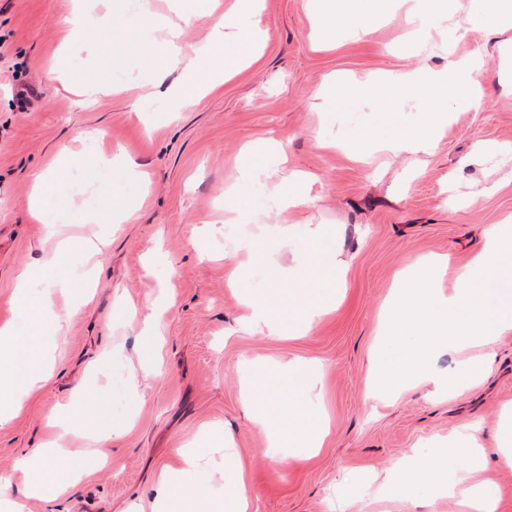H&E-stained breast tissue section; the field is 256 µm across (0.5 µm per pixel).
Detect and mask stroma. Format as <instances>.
<instances>
[{
	"instance_id": "stroma-1",
	"label": "stroma",
	"mask_w": 512,
	"mask_h": 512,
	"mask_svg": "<svg viewBox=\"0 0 512 512\" xmlns=\"http://www.w3.org/2000/svg\"><path fill=\"white\" fill-rule=\"evenodd\" d=\"M172 2L149 0L130 25L135 0H111L112 26L83 32L96 53L73 58V74L126 89L82 107L67 86L45 80L74 0H0V321L10 315L19 274L53 249L45 221L27 209L37 173H51L63 196L49 202V220L76 238L97 232L112 240L87 305L61 333L48 324L35 331L36 347L55 349L57 363L46 387L0 428V476L10 480L14 500L23 512H123L133 502L149 512L157 474L179 467L181 449L220 423L234 440L253 512H462L455 500L426 490L384 501L368 490L349 507L340 487L478 422L482 477L498 489L497 512H512V468L500 461L495 438L512 407V332L492 343L494 359L473 385L443 396L419 386L390 402L366 398L396 273L427 255L448 256L433 288L449 295L483 249L485 229L512 216V27L488 24L479 0H449L447 21L416 47L403 44L412 24L401 9L368 35L340 31L320 45L311 36V0H262L258 20L268 38L257 61L183 107L145 89L158 62L142 31L155 15L173 16ZM466 62L480 67L482 102L450 112L430 155L350 152L348 143L375 121L376 106L324 112L313 97L329 77L361 82ZM20 80L37 86L39 98L21 104ZM91 129L103 131L107 149L122 150L142 181L86 165L91 147L81 134ZM270 136L286 142L289 169L308 176L310 204L279 210L258 181L248 190L250 209L238 223H223L224 182L241 148ZM326 139L339 149L323 147ZM129 203L138 208L134 221H86ZM318 224L335 234L348 263L335 310L302 335L248 330L232 274L258 294L287 287L296 250ZM247 238L267 246L265 263L243 264L234 252ZM163 287L169 308L149 336L143 321ZM246 360L320 363V395L310 405L330 434L317 455L270 447L269 427L246 417ZM80 382L90 394L86 427L59 436L49 420ZM110 430L123 433L111 444L110 463L88 469L84 449ZM57 438L66 489L51 500L27 495L18 459Z\"/></svg>"
}]
</instances>
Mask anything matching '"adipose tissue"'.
I'll return each instance as SVG.
<instances>
[{
  "label": "adipose tissue",
  "mask_w": 512,
  "mask_h": 512,
  "mask_svg": "<svg viewBox=\"0 0 512 512\" xmlns=\"http://www.w3.org/2000/svg\"><path fill=\"white\" fill-rule=\"evenodd\" d=\"M421 0H373L368 10H361L354 0H315L313 27L316 35L332 39L341 27L368 33L373 21L386 18L393 6L420 4ZM259 0H236L233 12L213 23L205 38L188 45L181 40L180 27L160 18L158 28L165 36L159 47L168 68L194 71L203 64L204 77L192 85L174 84L168 93L183 105L196 103L212 87L223 83L240 67L252 63L258 47L266 39V31L254 24ZM479 79L476 73L460 78L452 70L444 77L408 73L385 80L371 78L357 87L333 82L325 83L317 97L322 108L333 110L360 101L380 105L376 125L364 129L357 137L362 146L413 155L429 153L448 124L450 105H474L479 101ZM414 95L424 103V119L416 125L401 122L393 107L399 97ZM287 154L283 142L269 140L246 146L224 185V221L232 224L237 214L248 209L247 186L264 180L269 193L282 208L306 204L309 195L303 180L288 173L284 166ZM301 265L307 274L299 288L277 289L267 295L246 293L250 310L246 323L250 329L271 336L296 335L310 329L313 321L336 306L335 284L347 268L340 253L328 245L326 235L313 230L301 247ZM69 271L57 265L55 258L44 259L40 268L23 271L17 278L10 298L14 313H38L51 325H61L65 318L53 302L52 295L71 286ZM54 351L34 359L30 333L18 331L12 322L0 324V426L13 421L27 401L49 380L55 365ZM316 368L289 362L274 367L250 364L242 379V406L254 422L273 428L271 445L310 452L322 447L328 430L322 420L310 412L306 403L316 388ZM223 449L232 456L223 426L212 428L205 442L183 449L181 465L162 470L159 484L174 490L184 473L198 469L200 461L211 449ZM62 452L56 445L42 446L25 455L21 464L30 475L27 491L32 495L52 496L57 485L56 458ZM467 469H460V461ZM482 467V451L474 432L459 430L448 439L435 443L424 457L408 455L398 460L384 475L369 478L378 497L392 499L409 486L456 498L468 512H493V485L468 480L469 473ZM250 495L242 474L224 481L222 500L207 505L192 493H184L180 512H248Z\"/></svg>",
  "instance_id": "adipose-tissue-1"
}]
</instances>
